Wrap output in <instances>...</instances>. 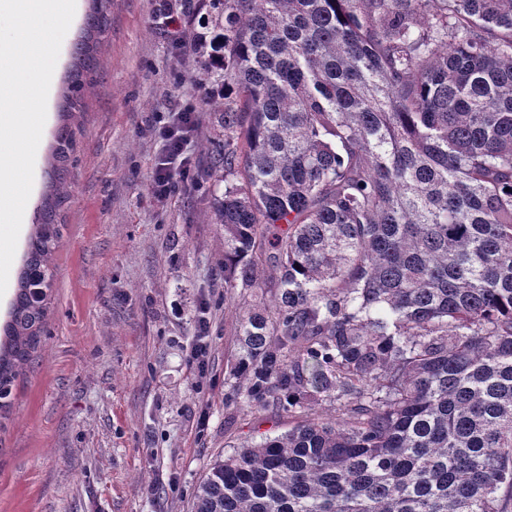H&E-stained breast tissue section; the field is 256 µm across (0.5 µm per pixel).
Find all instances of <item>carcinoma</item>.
<instances>
[{"label":"carcinoma","mask_w":512,"mask_h":512,"mask_svg":"<svg viewBox=\"0 0 512 512\" xmlns=\"http://www.w3.org/2000/svg\"><path fill=\"white\" fill-rule=\"evenodd\" d=\"M112 0H92L0 326V412L41 348L56 217ZM199 187L235 314L224 408L292 426L216 460L194 512L512 509V0H208ZM322 401L335 416L313 413Z\"/></svg>","instance_id":"1"}]
</instances>
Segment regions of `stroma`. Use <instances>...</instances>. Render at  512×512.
Wrapping results in <instances>:
<instances>
[{
    "mask_svg": "<svg viewBox=\"0 0 512 512\" xmlns=\"http://www.w3.org/2000/svg\"><path fill=\"white\" fill-rule=\"evenodd\" d=\"M79 2L54 70L23 240L46 190L88 0ZM164 5L112 0L107 66L86 101L68 177L55 314L13 391L11 418L0 420V512H192L217 456L252 430L290 427L265 411L225 410L232 311L244 299L225 295L222 231L193 183L162 202L152 195L156 113L203 106L209 95L195 82L189 49H174ZM202 312L210 354L200 376L186 352Z\"/></svg>",
    "mask_w": 512,
    "mask_h": 512,
    "instance_id": "stroma-1",
    "label": "stroma"
}]
</instances>
